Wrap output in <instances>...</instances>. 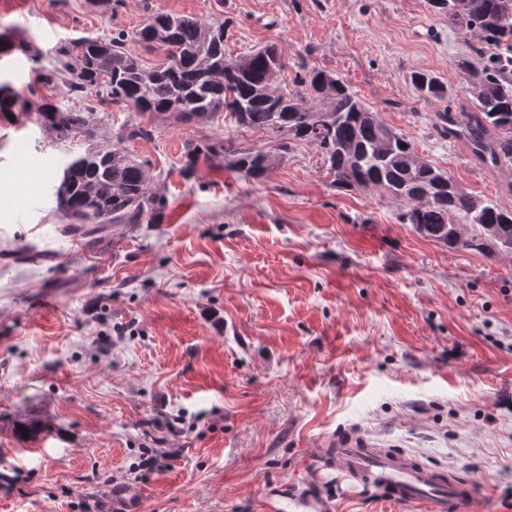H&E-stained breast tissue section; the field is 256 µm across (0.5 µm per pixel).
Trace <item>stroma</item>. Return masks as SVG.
Returning <instances> with one entry per match:
<instances>
[{"label":"stroma","instance_id":"1","mask_svg":"<svg viewBox=\"0 0 512 512\" xmlns=\"http://www.w3.org/2000/svg\"><path fill=\"white\" fill-rule=\"evenodd\" d=\"M155 12L223 24L229 57L276 46L274 86L303 64L336 74L464 192L512 208L467 143L433 127L436 111L471 105L456 66L470 37L428 0H0V32L33 42L0 54V81L29 102L0 116V225L17 248L44 225L61 251L0 263V512H113L116 485L139 491L140 512H258L271 482L320 487L335 512H402L317 469L333 435L475 481L472 512H512V252L423 237L400 219L407 202L338 189L314 144L224 112L143 115L93 87L94 142L37 123L45 100L73 105L41 80L66 41L130 35ZM416 69L445 81L447 100L419 98ZM139 122L152 136L127 139ZM228 136L271 157L266 178L186 168L187 143ZM116 143L146 163L164 216L70 253L61 169ZM148 448L162 469L138 470Z\"/></svg>","mask_w":512,"mask_h":512}]
</instances>
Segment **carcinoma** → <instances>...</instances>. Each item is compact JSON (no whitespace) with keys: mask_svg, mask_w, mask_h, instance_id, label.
I'll list each match as a JSON object with an SVG mask.
<instances>
[{"mask_svg":"<svg viewBox=\"0 0 512 512\" xmlns=\"http://www.w3.org/2000/svg\"><path fill=\"white\" fill-rule=\"evenodd\" d=\"M429 3L448 15L449 24L472 36L468 53L457 61L468 75L471 107L437 112L433 126L443 136L466 141L479 163L507 175L512 171V60L501 50L512 47V0ZM134 40L147 48H165L167 60L142 66L127 49L123 33L80 38L62 49V56L78 61L75 69L64 63L70 72L66 95L79 101L89 87H100L115 103L130 104L143 114L172 112L184 122L228 112L246 128L316 145L334 186H372L406 201L402 222L427 238L454 249L512 251V209L460 190L447 173L420 159L410 142L336 75L313 70L298 74L294 89H274L272 73L284 68L276 49L228 58L224 24L206 25L188 15L154 12ZM410 79L424 100L449 96L447 84L431 73L414 71ZM6 88L0 85V112L24 114L27 99ZM38 119L64 137H97L98 121L90 107L73 110L46 101ZM185 156L189 168L203 159L222 169L227 159L244 177L257 180L271 167L269 156L239 148L230 137L219 143L190 142ZM56 203L61 231L84 237L109 224H154L165 209L144 163L116 146L90 148L69 160Z\"/></svg>","mask_w":512,"mask_h":512,"instance_id":"carcinoma-1","label":"carcinoma"}]
</instances>
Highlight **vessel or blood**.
<instances>
[{"label": "vessel or blood", "mask_w": 512, "mask_h": 512, "mask_svg": "<svg viewBox=\"0 0 512 512\" xmlns=\"http://www.w3.org/2000/svg\"><path fill=\"white\" fill-rule=\"evenodd\" d=\"M323 456L362 492H382L409 512H470L475 486L448 477L444 470L399 453L370 446L359 437L329 438ZM260 512H333L320 493H291L287 483L271 482L260 491Z\"/></svg>", "instance_id": "b4317fda"}]
</instances>
